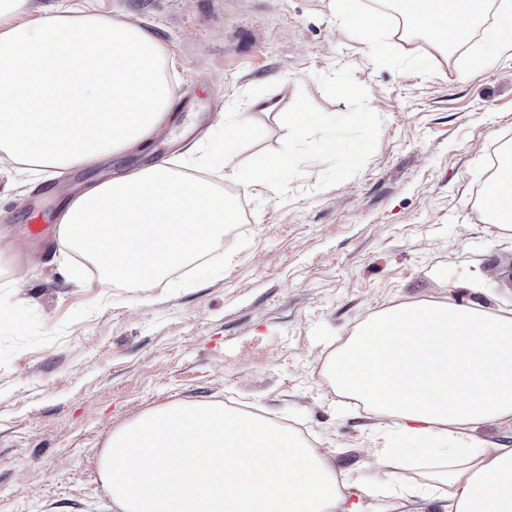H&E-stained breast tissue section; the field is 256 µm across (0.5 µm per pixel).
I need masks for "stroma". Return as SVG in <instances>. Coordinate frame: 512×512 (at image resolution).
<instances>
[{"label": "stroma", "instance_id": "35a3bbf8", "mask_svg": "<svg viewBox=\"0 0 512 512\" xmlns=\"http://www.w3.org/2000/svg\"><path fill=\"white\" fill-rule=\"evenodd\" d=\"M489 2L450 52L389 18L381 61L337 19L336 0H95L175 61L152 160L223 190L239 220L206 258L146 287L117 283L67 246L32 242L27 207L58 216L78 186L140 156L49 179L0 163V512H112L106 440L180 402L294 429L366 505L390 475L425 482L431 463L378 464L394 420L323 373L362 321L397 304L512 311V232L480 200L493 157L512 150V52L471 69L495 20ZM257 97L276 109L251 110ZM229 112L251 128L238 167L283 160L263 195L227 176ZM296 112L314 113L316 128L297 134Z\"/></svg>", "mask_w": 512, "mask_h": 512}]
</instances>
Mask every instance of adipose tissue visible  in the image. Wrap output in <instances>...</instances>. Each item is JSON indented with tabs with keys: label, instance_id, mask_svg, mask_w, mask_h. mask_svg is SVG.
<instances>
[{
	"label": "adipose tissue",
	"instance_id": "1",
	"mask_svg": "<svg viewBox=\"0 0 512 512\" xmlns=\"http://www.w3.org/2000/svg\"><path fill=\"white\" fill-rule=\"evenodd\" d=\"M0 0V161L54 175L140 145L172 92L161 46L140 27L60 0L32 22ZM486 0H394L412 29L465 40ZM31 92L15 95L18 84ZM221 192L157 163L95 185L62 217L61 238L118 281L151 284L230 223ZM343 396L396 419L386 457L438 463L451 512H512V448L456 427L512 418V317L453 301L391 306L330 356ZM113 512H366L330 461L294 430L223 403H176L113 432L99 459Z\"/></svg>",
	"mask_w": 512,
	"mask_h": 512
}]
</instances>
